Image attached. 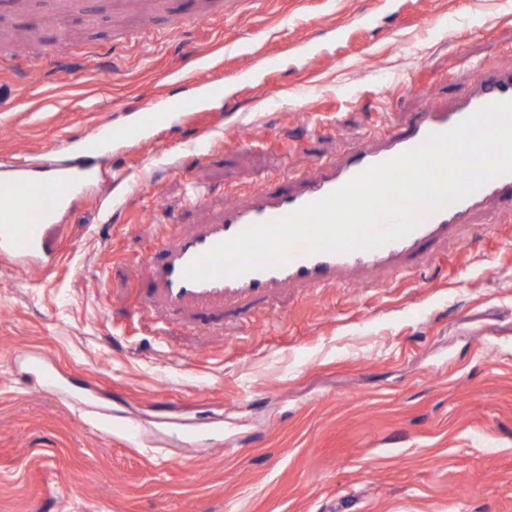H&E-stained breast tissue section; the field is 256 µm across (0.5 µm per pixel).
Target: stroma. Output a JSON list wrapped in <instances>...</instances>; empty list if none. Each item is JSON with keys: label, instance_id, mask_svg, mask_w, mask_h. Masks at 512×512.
<instances>
[{"label": "stroma", "instance_id": "35a3bbf8", "mask_svg": "<svg viewBox=\"0 0 512 512\" xmlns=\"http://www.w3.org/2000/svg\"><path fill=\"white\" fill-rule=\"evenodd\" d=\"M0 16L38 29L0 53V167L71 164L55 144L156 94L198 102L92 159L47 229L50 271L0 268V512H512V201L414 272L192 311L165 336L143 303L171 227L370 147L417 112L415 88L443 107L476 66L511 72L512 0H160L161 39L136 46L134 0ZM58 42L63 65L40 59ZM38 360L73 401L33 389ZM96 407L143 439L102 433ZM190 433L224 443L191 449Z\"/></svg>", "mask_w": 512, "mask_h": 512}]
</instances>
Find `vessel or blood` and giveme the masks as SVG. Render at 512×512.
<instances>
[{"instance_id":"vessel-or-blood-1","label":"vessel or blood","mask_w":512,"mask_h":512,"mask_svg":"<svg viewBox=\"0 0 512 512\" xmlns=\"http://www.w3.org/2000/svg\"><path fill=\"white\" fill-rule=\"evenodd\" d=\"M512 99V74H500L482 66L475 91L455 105L436 110L422 103L406 130L382 138L371 150L353 153L346 161L321 163L314 178L301 181L293 190H263L243 204L227 205L210 223L184 234L171 231L160 257L149 259L152 286L144 302L159 305L167 316L184 308L198 309L266 301L288 286L333 288L372 271L399 272L423 262L427 251L447 242L459 229L469 226L473 215L488 200L512 198V174L485 182L469 196L444 207L428 206L415 215L416 227L407 236L369 249L324 250L312 253L304 245L289 249L284 260L259 270L195 281L185 276L186 267L215 245L246 228L277 221L346 184L365 169L381 164L420 145L427 135L447 131L461 120L494 102ZM144 117L114 126L99 123L89 139L63 148L76 156H104L113 141L143 131ZM91 167L18 168L12 180L0 185V262L11 266L49 268L51 253L46 226L57 222Z\"/></svg>"}]
</instances>
